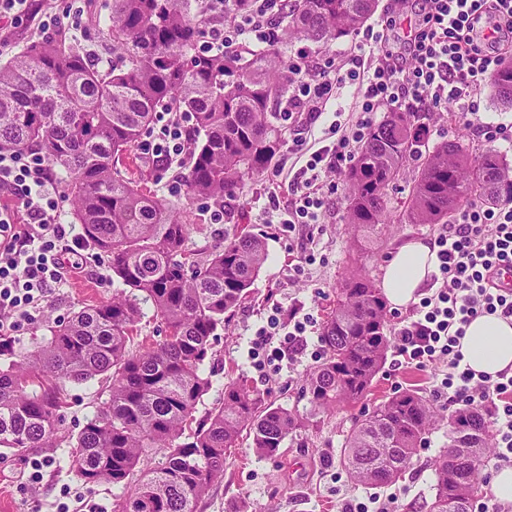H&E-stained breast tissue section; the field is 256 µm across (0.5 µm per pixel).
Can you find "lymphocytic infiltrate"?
I'll return each instance as SVG.
<instances>
[{"instance_id":"obj_1","label":"lymphocytic infiltrate","mask_w":512,"mask_h":512,"mask_svg":"<svg viewBox=\"0 0 512 512\" xmlns=\"http://www.w3.org/2000/svg\"><path fill=\"white\" fill-rule=\"evenodd\" d=\"M224 6V0H205L210 22L199 45L201 53H233L244 45L277 46L292 0H248L230 24L224 21ZM413 9L417 20L405 32L400 53L388 49L390 33L397 27L391 15L379 28H366L363 44L350 54L347 65L332 58L315 65L306 50H297L280 115L300 126L289 153L306 154L307 160L293 174L288 200L270 197L269 223H321L337 190L334 175L354 159L373 113L423 115L451 100L463 124L483 139L505 138L506 126L485 121L480 106L492 75L512 59V0H414ZM347 66L363 74L359 115L332 144L306 152L307 136L335 87L344 81ZM191 143L186 116L162 112L140 149L171 172ZM166 188L177 195L184 182L172 174ZM0 191L21 206L17 213L0 209V335L9 336L62 287L58 244L74 255L84 238L76 225L59 220L62 193L43 155L0 152ZM433 244L441 286L421 298L412 319L399 328L395 353L419 368L442 362L435 395L461 408H485L495 457L499 464L511 465L512 375L475 373L464 365L459 345L466 326L477 316L495 314L512 320V290L490 281L492 271L512 268V206L462 207Z\"/></svg>"}]
</instances>
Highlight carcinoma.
I'll return each mask as SVG.
<instances>
[{
	"mask_svg": "<svg viewBox=\"0 0 512 512\" xmlns=\"http://www.w3.org/2000/svg\"><path fill=\"white\" fill-rule=\"evenodd\" d=\"M377 0H295L284 37L327 45L361 29ZM201 0H112L99 32L112 43L102 69L61 34L35 41L0 63V151L39 150L71 200L69 222L81 226L102 258L112 298L54 323L34 350L0 363V449L17 457L59 447L70 389L96 381L106 399L58 458L86 485L120 486L111 512H196L243 430L255 452L276 456L299 425L264 403L242 378L202 419L195 413L211 385L207 364L232 312L250 294L267 259L261 237L234 226L204 257L189 247L195 219L147 191L121 169L161 108L191 114L197 133L186 174L190 200L222 201L269 166L281 134L268 120L286 92L291 62L276 48L236 55L202 54ZM512 106V62L491 79ZM428 135L421 116L390 112L372 126L344 174L349 223L356 231L386 223L389 190L403 160ZM474 201L512 204V165L494 152L470 159L456 141L434 147L411 188L413 224H443ZM153 311L165 336L133 344ZM323 362L305 392L317 407L359 401L390 350L386 305L368 278L351 275L323 327ZM438 420L418 392L395 393L357 421L341 463L355 484L400 479ZM459 430L469 431L460 441ZM490 448L478 408L448 413V448L435 462L429 512H472L479 469ZM162 454L155 464L150 451Z\"/></svg>",
	"mask_w": 512,
	"mask_h": 512,
	"instance_id": "obj_1",
	"label": "carcinoma"
}]
</instances>
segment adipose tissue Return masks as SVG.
<instances>
[{"mask_svg":"<svg viewBox=\"0 0 512 512\" xmlns=\"http://www.w3.org/2000/svg\"><path fill=\"white\" fill-rule=\"evenodd\" d=\"M436 271V253L422 240L403 243L384 269L381 288L392 308L418 301ZM465 363L475 372L494 376L512 372V322L494 315L472 320L460 343Z\"/></svg>","mask_w":512,"mask_h":512,"instance_id":"ef3b65f1","label":"adipose tissue"}]
</instances>
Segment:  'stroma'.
<instances>
[{"instance_id":"35a3bbf8","label":"stroma","mask_w":512,"mask_h":512,"mask_svg":"<svg viewBox=\"0 0 512 512\" xmlns=\"http://www.w3.org/2000/svg\"><path fill=\"white\" fill-rule=\"evenodd\" d=\"M39 6H51L57 13L80 8L81 26L73 31L75 40L88 45L99 57H108V43L100 37L96 19L107 17L112 0H35ZM429 145L447 140L460 142L471 157L494 151L512 164V139L488 142L460 122L458 106L443 104L430 113ZM293 133L283 130V148L262 176L245 179L235 200L227 204L229 220L223 224L210 221L209 205L188 202L178 196L176 204L188 206L197 217L189 246L206 255L224 239L230 225L247 226L263 234L267 260L251 287L249 297L231 314L228 325L215 347L212 386L199 404L198 415H205L224 396L225 384L242 377L263 392L266 402L288 409L301 425L284 440L275 458L258 456L252 438L241 433L224 466V476L199 501L196 512H235L246 503L247 512H342L348 504H373L382 512H426V504L435 494L434 462L448 447V426L439 422L427 435L419 454L403 479L381 487L353 484L341 465L345 440L362 412L373 409L393 393L412 389L430 396L442 370L441 364L423 369L397 365L387 359L362 399L347 406L329 409L315 407L303 390L307 377L321 364L324 347L321 326L336 307V294L350 272H359L374 282H381L383 269L395 246L406 239L433 240L440 227L436 224H412L403 203L417 174L419 163L406 160L399 180L390 191L387 223L368 232L354 231L347 222L345 189H338L323 223L297 225L264 223L270 194L287 198L290 191L291 162L287 143ZM314 252V264L304 266L302 274L294 269L306 252ZM78 272L68 274L62 288L56 289L30 320L21 324L13 337L16 351L33 348L37 338L45 336L48 326L66 318L75 309L111 298L116 290L104 264L95 259L91 249L78 256ZM302 265V264H301ZM312 314L317 322L302 355L291 360H272L258 364L251 348L270 317H278L280 333L288 331L290 311ZM57 449L34 448L21 459L0 460V512H56L61 489H69L72 512L90 505L94 512H110L115 493L106 484L87 487L73 474L59 471ZM44 459L40 482H32L30 459Z\"/></svg>"}]
</instances>
